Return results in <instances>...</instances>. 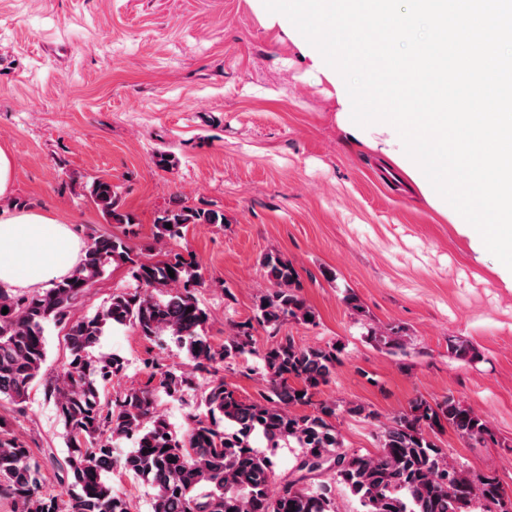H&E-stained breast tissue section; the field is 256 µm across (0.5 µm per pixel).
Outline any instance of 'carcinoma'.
Listing matches in <instances>:
<instances>
[{"label":"carcinoma","mask_w":512,"mask_h":512,"mask_svg":"<svg viewBox=\"0 0 512 512\" xmlns=\"http://www.w3.org/2000/svg\"><path fill=\"white\" fill-rule=\"evenodd\" d=\"M87 193L109 223L136 224L112 181L95 178ZM222 223L224 213L178 201L157 216L154 239L165 244L192 224ZM114 263L130 266L139 288L113 293L92 316L73 317L76 303ZM262 266L271 288L260 297L255 320L275 338L262 354L268 393L260 401L242 399L224 381H211L199 402L206 414L190 416L182 433L158 410L159 393L178 395L195 374H209L252 350L250 323L233 325L220 346L204 334L209 313L197 297L204 281L193 256L166 251L148 261L123 238L92 235L73 272L52 287L34 294L0 289V309L8 308L0 313V398L25 401L46 360L48 324L65 330L70 352L63 380L45 388L66 431V468L55 475L56 485H49L30 449L0 421V498L11 500L12 512H129L108 479L116 467L153 488L152 512H337L338 484L359 499L363 512H512L496 477L448 461L434 441L447 427L467 440L491 436L482 417L452 397L435 405L417 399L393 415L381 425L375 453L344 448L336 428L340 403L312 402L335 375L342 349L301 347L293 337L279 336L284 321L314 324L316 315L287 257L268 253ZM109 326H131L148 340L168 337L186 350L191 371L155 364L153 386L110 398L106 384L122 362L93 355ZM373 340L392 351L406 348L394 329ZM254 434L272 452L296 445L291 475L274 481L273 461L251 446ZM123 440L134 441V448L118 460L113 448Z\"/></svg>","instance_id":"cac0c4a2"}]
</instances>
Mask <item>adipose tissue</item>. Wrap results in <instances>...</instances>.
<instances>
[{
    "mask_svg": "<svg viewBox=\"0 0 512 512\" xmlns=\"http://www.w3.org/2000/svg\"><path fill=\"white\" fill-rule=\"evenodd\" d=\"M81 244L68 225L36 209L0 210V288H48L68 275Z\"/></svg>",
    "mask_w": 512,
    "mask_h": 512,
    "instance_id": "1",
    "label": "adipose tissue"
}]
</instances>
